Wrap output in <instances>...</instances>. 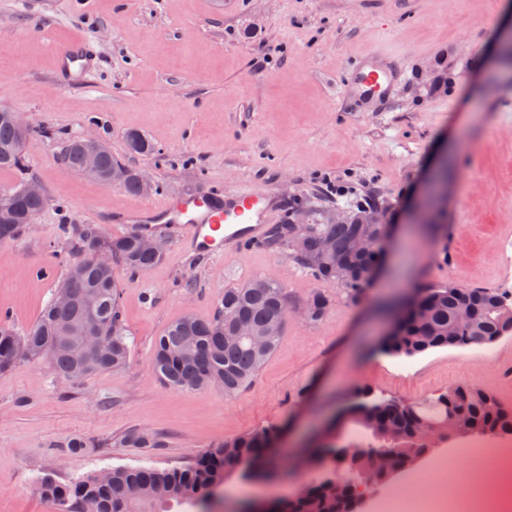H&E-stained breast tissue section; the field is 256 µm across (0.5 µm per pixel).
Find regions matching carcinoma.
<instances>
[{
	"mask_svg": "<svg viewBox=\"0 0 512 512\" xmlns=\"http://www.w3.org/2000/svg\"><path fill=\"white\" fill-rule=\"evenodd\" d=\"M37 130L19 128L10 112L0 111V170H21L25 166L23 146ZM132 153L148 154L154 144L137 132L127 135ZM61 162L71 171L89 174L105 182L112 168H125L121 188L131 194L143 193L140 175L102 150L99 167L86 168L83 149L76 139L66 142ZM27 181L0 191V241L17 237L32 224L47 204L45 193L31 195ZM360 209H349V220L333 224L327 216H289L288 223L275 224L268 231L267 244L287 245L290 256L300 266L323 280L334 281L354 298L369 285L382 261V249L359 253L354 242L363 232L354 222ZM152 236L143 227L120 237H107L88 228L78 233L75 254L67 277L46 306L36 325L23 334L0 326V374L25 361L46 359L64 381L80 383L88 377L126 366L130 357L122 302L119 265L131 274L149 270L161 254L143 247L142 239ZM110 255L104 266L92 255ZM470 309L466 321L458 320L461 308ZM327 300L320 294L307 304L310 320H320ZM288 315L285 289L278 283L256 278L238 288L224 289L216 312L209 319L187 314L171 323L155 342L151 367L154 375L174 389H201L220 386L234 395L249 388L283 333ZM399 334L391 337L382 351L413 357L430 350L470 345H491L499 336L512 334V295L487 288H461L438 284L423 290L418 298L397 309ZM89 331L102 336L107 349L92 362L80 357V338ZM462 398L467 406L466 429L473 436L512 434V414L492 395L468 385H458L428 403H405L391 398L359 402L346 410L345 420L357 426L375 447L397 458L420 453L417 431L424 420L451 435L462 432L448 428V405ZM339 432L319 443L312 461L323 465L336 460ZM280 440L277 430H259L226 440L199 454L184 467L117 468L102 480L96 475L59 483L46 479L42 493L58 502L64 512H86L95 504L99 512H167L166 506H204L224 480L236 473L254 477L271 469L276 460L271 448ZM131 448H155L158 439L134 432L121 440ZM271 512H345L336 493L306 485L297 496L274 503Z\"/></svg>",
	"mask_w": 512,
	"mask_h": 512,
	"instance_id": "1",
	"label": "carcinoma"
}]
</instances>
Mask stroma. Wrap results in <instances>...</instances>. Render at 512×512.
<instances>
[{
	"mask_svg": "<svg viewBox=\"0 0 512 512\" xmlns=\"http://www.w3.org/2000/svg\"><path fill=\"white\" fill-rule=\"evenodd\" d=\"M93 41L99 66L85 85L53 80L42 32ZM512 34V0H0V108L40 128L25 147L26 173L0 171V191L36 177L46 209L0 241V319L24 332L40 317L74 260L73 228L117 237L138 229L113 208L136 196L64 169L67 139L94 127L114 157L151 180L161 201L250 184L278 192L274 223L289 211L373 202L395 227L386 265L357 300L315 278L288 250L245 245L221 256L194 250L167 224L162 259L121 273L130 345L126 368L78 385L47 362L0 375V512H62L42 493L118 467L184 466L214 445L252 431H282L284 477L225 479L213 512L239 500L293 496L317 472L306 450L339 409L371 392L426 402L467 384L512 411V335L492 345L442 348L414 357L380 353L384 301L439 283L512 293V65L497 57ZM404 71L383 112L339 99L336 85L363 56ZM447 65L448 91L433 92L426 68ZM136 131L156 147L133 154ZM447 225V238L425 219ZM263 277L281 284L288 317L254 383L171 389L151 370L156 339L185 313L213 316L225 289ZM328 301L318 322L305 309ZM156 448H127L130 432ZM87 447L60 451L70 438ZM472 436L441 439L429 456L364 500L363 512L408 486L430 458L466 475L454 452Z\"/></svg>",
	"mask_w": 512,
	"mask_h": 512,
	"instance_id": "35a3bbf8",
	"label": "stroma"
}]
</instances>
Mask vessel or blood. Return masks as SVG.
Listing matches in <instances>:
<instances>
[{
    "label": "vessel or blood",
    "instance_id": "b4317fda",
    "mask_svg": "<svg viewBox=\"0 0 512 512\" xmlns=\"http://www.w3.org/2000/svg\"><path fill=\"white\" fill-rule=\"evenodd\" d=\"M55 61L57 82L84 84L96 65L91 39L76 37L58 46ZM401 76V70L377 65L367 57L348 68L340 92L373 104L386 98ZM276 198L273 191L245 184L226 190L220 206L215 205L213 194L202 193L144 205L142 214L149 222L179 226L196 247L218 255L243 242L259 243Z\"/></svg>",
    "mask_w": 512,
    "mask_h": 512
}]
</instances>
